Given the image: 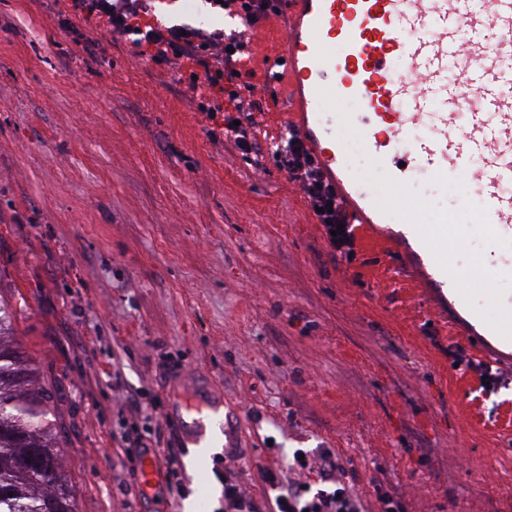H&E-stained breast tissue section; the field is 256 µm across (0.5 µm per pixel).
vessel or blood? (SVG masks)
I'll list each match as a JSON object with an SVG mask.
<instances>
[{
	"label": "vessel or blood",
	"mask_w": 512,
	"mask_h": 512,
	"mask_svg": "<svg viewBox=\"0 0 512 512\" xmlns=\"http://www.w3.org/2000/svg\"><path fill=\"white\" fill-rule=\"evenodd\" d=\"M291 23L282 51L298 92L287 118L294 123L336 186L355 222H384L377 195L352 196L336 137L356 130L374 166L387 168L391 201L406 231L457 305L466 300L442 226L422 220L424 204L407 199L411 172L440 183L466 176L481 201L478 223L489 229L488 253L512 267V0H491L486 11L470 0H288ZM459 74L449 78V64ZM359 112L338 111L339 100ZM425 135H416L417 127ZM204 419H187L173 398L167 413L186 442L212 446L224 428L222 407L198 400Z\"/></svg>",
	"instance_id": "vessel-or-blood-1"
}]
</instances>
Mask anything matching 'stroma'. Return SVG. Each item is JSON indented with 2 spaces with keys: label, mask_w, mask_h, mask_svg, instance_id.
I'll return each mask as SVG.
<instances>
[{
  "label": "stroma",
  "mask_w": 512,
  "mask_h": 512,
  "mask_svg": "<svg viewBox=\"0 0 512 512\" xmlns=\"http://www.w3.org/2000/svg\"><path fill=\"white\" fill-rule=\"evenodd\" d=\"M288 17L247 31L254 118L293 102L273 75ZM175 70L110 38L73 0H0V297L51 394L77 512H224V464L256 495L296 450L332 452L366 512H512V359L486 361L447 297L406 267L385 224L333 250L307 199L265 159L213 143ZM405 193L450 218L471 306L498 320L512 276L476 283L477 197ZM184 376L224 402V445L196 457L167 415ZM157 429L180 487L142 491L135 431Z\"/></svg>",
  "instance_id": "35a3bbf8"
}]
</instances>
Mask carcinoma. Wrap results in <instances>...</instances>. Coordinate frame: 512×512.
Returning <instances> with one entry per match:
<instances>
[{"label": "carcinoma", "mask_w": 512, "mask_h": 512, "mask_svg": "<svg viewBox=\"0 0 512 512\" xmlns=\"http://www.w3.org/2000/svg\"><path fill=\"white\" fill-rule=\"evenodd\" d=\"M12 318L0 298V512H76L50 396L15 339Z\"/></svg>", "instance_id": "cac0c4a2"}]
</instances>
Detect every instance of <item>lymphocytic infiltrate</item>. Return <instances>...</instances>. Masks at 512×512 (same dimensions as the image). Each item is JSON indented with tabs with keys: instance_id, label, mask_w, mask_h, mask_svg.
Segmentation results:
<instances>
[{
	"instance_id": "obj_1",
	"label": "lymphocytic infiltrate",
	"mask_w": 512,
	"mask_h": 512,
	"mask_svg": "<svg viewBox=\"0 0 512 512\" xmlns=\"http://www.w3.org/2000/svg\"><path fill=\"white\" fill-rule=\"evenodd\" d=\"M87 16L105 19L109 33L129 42L136 51L157 65L189 62L195 70L191 89L199 90L197 111L221 121L223 135L242 155L271 154L290 181L299 183L316 219L329 235L328 242L342 253L351 252L354 227L336 189L292 127L283 126L268 139H261L250 115L255 93L253 70L249 66L248 44L242 36L223 30L181 28L151 22L148 0H73ZM240 17L248 26L258 27L281 15L285 0H207ZM317 480L283 482L277 469L262 467V478L270 493L253 498L232 475L224 477V512H364L353 488L341 474L334 455L321 453L315 464Z\"/></svg>"
}]
</instances>
